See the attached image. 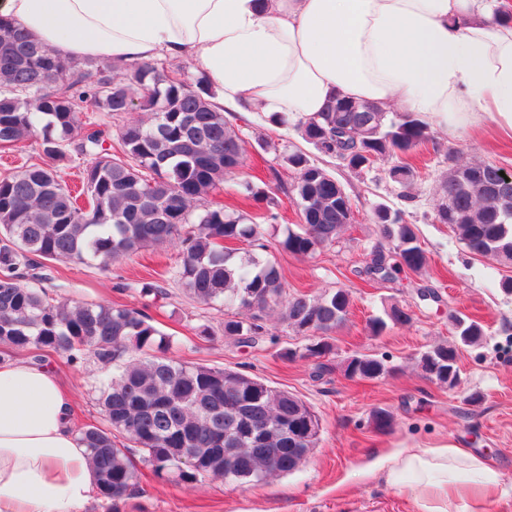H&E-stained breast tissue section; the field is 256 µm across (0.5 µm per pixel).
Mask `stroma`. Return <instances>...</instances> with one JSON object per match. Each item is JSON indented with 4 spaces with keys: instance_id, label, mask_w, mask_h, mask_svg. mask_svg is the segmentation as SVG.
<instances>
[{
    "instance_id": "35a3bbf8",
    "label": "stroma",
    "mask_w": 512,
    "mask_h": 512,
    "mask_svg": "<svg viewBox=\"0 0 512 512\" xmlns=\"http://www.w3.org/2000/svg\"><path fill=\"white\" fill-rule=\"evenodd\" d=\"M226 119L239 131L245 151L242 168L224 181L222 200L236 197L246 180L276 174L292 183L296 172L283 158L300 151L331 174L351 202L353 221L334 245L306 257L279 248L271 251L289 290L309 295L352 291V313L332 333V352L320 360L328 365L327 373L316 375L320 361L303 356L305 338L283 326L271 327L273 341L255 348L225 336L227 309L201 304L182 290L173 276L176 252L170 248H147L107 271L91 264L53 262L45 288L57 300L138 308L142 300L132 284L156 283L165 296L147 309L155 325L172 336V357L188 365L243 371L299 396L320 418L318 445L299 470L257 486L208 478L186 487L155 477L135 450L131 456L140 462L141 479L134 491L115 505L98 499L88 512H416L409 485L390 486L371 466L394 448L448 444L481 455L508 489L504 495L456 501L452 512H512V292L502 287L512 278V265L469 253L450 225L433 219L440 182L456 164L481 161L512 170V131L502 130L489 117L457 129L429 119L433 140L416 151L420 176L412 186L413 200L405 201L388 175L389 162L355 171L317 152L297 130L259 123L248 112H230ZM380 204L404 210L429 263L421 274L366 285L354 271L366 264L377 242L372 214ZM424 287L437 290L441 302L419 300L417 292ZM394 305L406 309L411 321L388 324L381 334H373L370 319L385 317ZM456 312L480 322L485 336L477 345L462 347L459 383L450 390L424 378L417 358L452 339L450 316ZM205 328L210 338L200 337ZM288 349L294 358L285 357ZM356 354L384 359L389 374L366 381L347 378L346 361ZM50 361L73 391V427L101 424L94 391L105 375L101 366L90 360L73 367L57 355ZM474 393L480 400L472 404L468 398ZM378 409L393 417L387 431L374 427L372 413Z\"/></svg>"
}]
</instances>
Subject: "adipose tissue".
I'll list each match as a JSON object with an SVG mask.
<instances>
[{
    "label": "adipose tissue",
    "instance_id": "1",
    "mask_svg": "<svg viewBox=\"0 0 512 512\" xmlns=\"http://www.w3.org/2000/svg\"><path fill=\"white\" fill-rule=\"evenodd\" d=\"M0 19L71 60L192 58L225 111L295 123L336 95L457 128L512 130V23L485 0H0ZM53 369L0 364V512H86L99 490ZM378 470L411 477L417 512L501 491L468 449L397 448Z\"/></svg>",
    "mask_w": 512,
    "mask_h": 512
}]
</instances>
